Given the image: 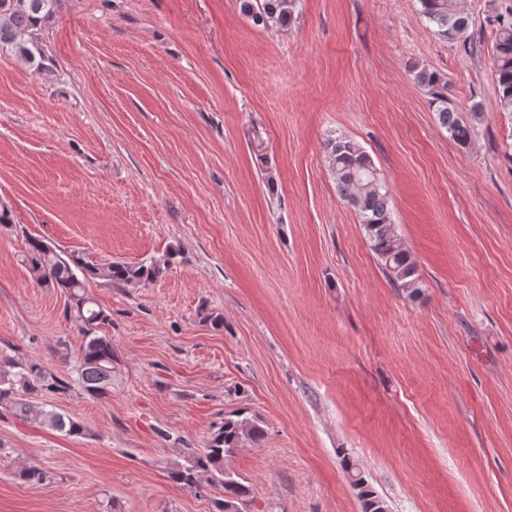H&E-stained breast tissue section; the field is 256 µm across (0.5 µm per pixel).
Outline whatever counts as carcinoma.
<instances>
[{"instance_id": "1", "label": "carcinoma", "mask_w": 512, "mask_h": 512, "mask_svg": "<svg viewBox=\"0 0 512 512\" xmlns=\"http://www.w3.org/2000/svg\"><path fill=\"white\" fill-rule=\"evenodd\" d=\"M66 0H0V51L13 52L26 61L43 56L41 33L64 7ZM419 14L434 27V33L450 41H468L472 16L460 0H416ZM241 12L256 26L286 28L294 20L293 0H240ZM492 27L493 76L501 109L512 112V12L503 15L492 10L486 15ZM414 82L429 96V105L441 126L456 144L465 148L472 139L471 123L448 97L446 76L426 67L413 69ZM325 150L339 195L355 210L369 249L396 287L410 298L421 295V281L410 253L402 246L392 220L389 190L380 177L372 156L356 141L336 136L326 139ZM172 254L147 263H111L104 268L79 257H63L46 242L31 238L24 261L43 287L53 288L71 302L83 343L79 352L78 380L85 393L102 399L112 392L115 358L112 340L99 334L109 315L88 293L86 282L103 277L123 286H146L156 281L171 264ZM67 384L36 361L6 358L0 361V408L25 420H35L49 430L70 437L85 434L75 418L54 409H36L24 395L35 391L58 393ZM264 430L240 411L224 419V425L210 435L204 446L185 463L169 471L170 480L181 488L198 491L201 476L224 493L215 501L217 512H239L237 507L249 494L248 487L235 473L224 468V457L233 455L247 443H259ZM343 469L357 491L363 512H379L380 496L371 487L348 452L340 449Z\"/></svg>"}]
</instances>
